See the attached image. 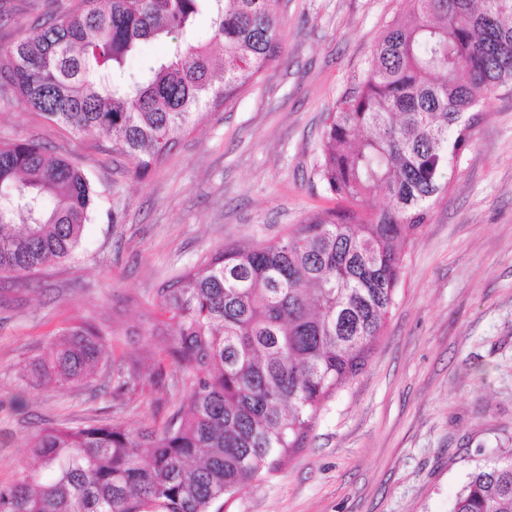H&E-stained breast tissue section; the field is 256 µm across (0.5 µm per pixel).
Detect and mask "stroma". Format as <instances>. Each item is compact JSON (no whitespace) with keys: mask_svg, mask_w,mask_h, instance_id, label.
<instances>
[{"mask_svg":"<svg viewBox=\"0 0 512 512\" xmlns=\"http://www.w3.org/2000/svg\"><path fill=\"white\" fill-rule=\"evenodd\" d=\"M80 0H0V45L80 9ZM406 0H282L283 50L232 108L212 113L163 163L134 175L92 133L23 104L0 109V142L34 140L105 194L79 257L30 286L0 284V486L47 422L128 429L164 422L182 381L117 395L114 367L153 368L158 291L224 246L276 240L336 207L315 173L325 117L369 66ZM404 274L366 368L325 405L306 448L210 512H451L469 473L512 449V94L489 97L472 143ZM95 319L110 354L88 384L24 376L64 330Z\"/></svg>","mask_w":512,"mask_h":512,"instance_id":"35a3bbf8","label":"stroma"}]
</instances>
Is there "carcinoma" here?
Returning <instances> with one entry per match:
<instances>
[{"label":"carcinoma","mask_w":512,"mask_h":512,"mask_svg":"<svg viewBox=\"0 0 512 512\" xmlns=\"http://www.w3.org/2000/svg\"><path fill=\"white\" fill-rule=\"evenodd\" d=\"M410 3L327 117L317 175L344 206L275 242L219 250L160 288L170 338L153 350L189 381L187 409L135 433L116 419L39 428L0 512H209L305 447L325 403L364 370L404 247L470 147L479 106L512 91V0ZM283 29L280 0H83L0 45V106L95 133L138 175L281 57ZM147 40L165 50L132 77ZM100 196L39 143H0V276L26 283L74 258ZM62 336L33 382L78 386L109 357L91 323ZM162 378L134 367L119 389ZM451 512H512V452L470 473Z\"/></svg>","instance_id":"obj_1"}]
</instances>
